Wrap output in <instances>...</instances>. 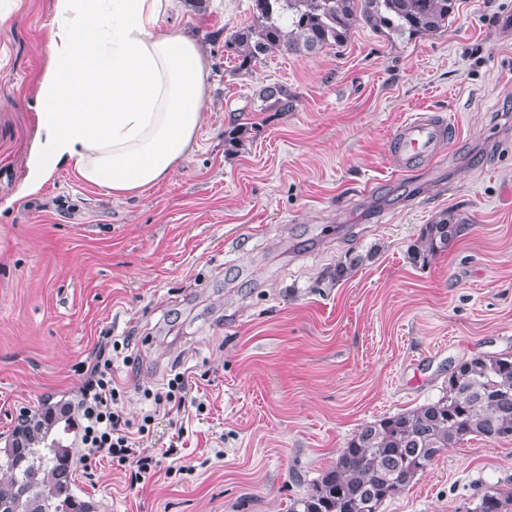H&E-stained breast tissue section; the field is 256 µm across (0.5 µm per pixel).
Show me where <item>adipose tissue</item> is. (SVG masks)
Segmentation results:
<instances>
[{"mask_svg":"<svg viewBox=\"0 0 512 512\" xmlns=\"http://www.w3.org/2000/svg\"><path fill=\"white\" fill-rule=\"evenodd\" d=\"M174 0H52L38 86V138L22 187L58 167L114 197L145 194L196 143L208 67L198 42L160 19Z\"/></svg>","mask_w":512,"mask_h":512,"instance_id":"adipose-tissue-1","label":"adipose tissue"}]
</instances>
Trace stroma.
<instances>
[{
	"instance_id": "obj_1",
	"label": "stroma",
	"mask_w": 512,
	"mask_h": 512,
	"mask_svg": "<svg viewBox=\"0 0 512 512\" xmlns=\"http://www.w3.org/2000/svg\"><path fill=\"white\" fill-rule=\"evenodd\" d=\"M16 2L0 29V442L46 398L78 404L105 336L129 339L112 373L130 420L145 390L189 385L181 421L157 414L143 441L155 475L74 465L95 512H288L362 424L437 400L462 360L512 354V0H457L410 41L361 26L249 73L224 41L250 0H179L164 23L208 59L204 121L164 181L123 199L69 167L22 195L53 13ZM273 84L293 109L253 111ZM419 112L458 134L402 169L392 140ZM238 118L253 129L229 151ZM444 211L466 229L413 261ZM352 250L373 257L332 281ZM509 487L512 444L471 439L379 512H471Z\"/></svg>"
}]
</instances>
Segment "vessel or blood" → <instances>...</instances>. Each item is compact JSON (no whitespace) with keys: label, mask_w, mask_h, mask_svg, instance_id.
Masks as SVG:
<instances>
[{"label":"vessel or blood","mask_w":512,"mask_h":512,"mask_svg":"<svg viewBox=\"0 0 512 512\" xmlns=\"http://www.w3.org/2000/svg\"><path fill=\"white\" fill-rule=\"evenodd\" d=\"M453 126L434 115L417 114L400 126L394 151L400 163L429 160L436 156L439 145L452 136Z\"/></svg>","instance_id":"b4317fda"}]
</instances>
